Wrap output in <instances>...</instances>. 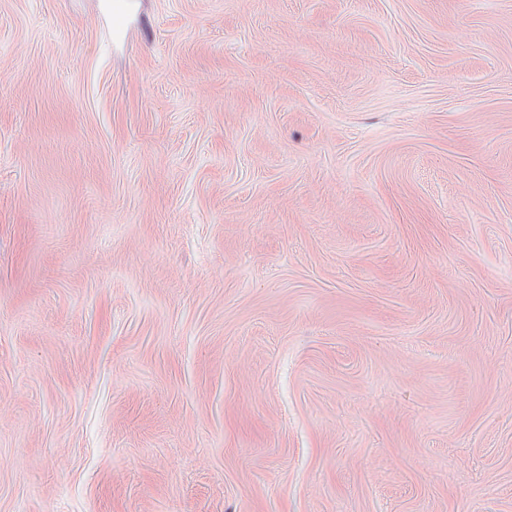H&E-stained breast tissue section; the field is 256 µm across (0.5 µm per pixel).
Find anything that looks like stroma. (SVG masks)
<instances>
[{"label": "stroma", "mask_w": 512, "mask_h": 512, "mask_svg": "<svg viewBox=\"0 0 512 512\" xmlns=\"http://www.w3.org/2000/svg\"><path fill=\"white\" fill-rule=\"evenodd\" d=\"M0 0V512H512V0Z\"/></svg>", "instance_id": "35a3bbf8"}]
</instances>
